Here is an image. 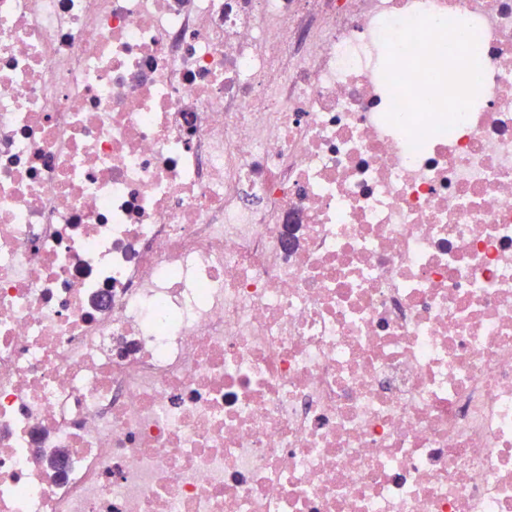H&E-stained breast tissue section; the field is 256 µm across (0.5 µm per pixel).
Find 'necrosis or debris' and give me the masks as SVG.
Returning a JSON list of instances; mask_svg holds the SVG:
<instances>
[{"label": "necrosis or debris", "mask_w": 512, "mask_h": 512, "mask_svg": "<svg viewBox=\"0 0 512 512\" xmlns=\"http://www.w3.org/2000/svg\"><path fill=\"white\" fill-rule=\"evenodd\" d=\"M0 512H512V0H0Z\"/></svg>", "instance_id": "obj_1"}]
</instances>
